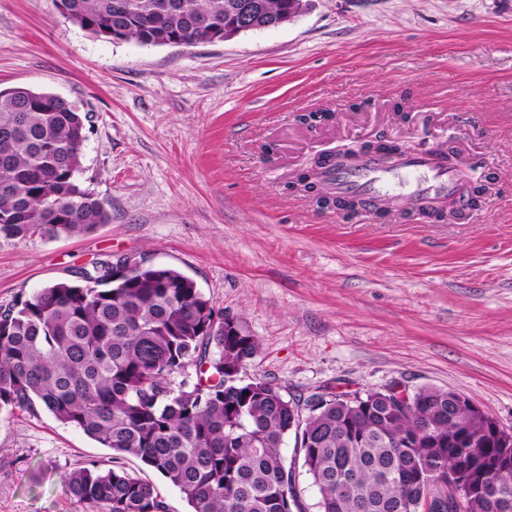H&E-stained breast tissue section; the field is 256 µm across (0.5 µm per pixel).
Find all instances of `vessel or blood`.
Listing matches in <instances>:
<instances>
[{"label": "vessel or blood", "instance_id": "1", "mask_svg": "<svg viewBox=\"0 0 512 512\" xmlns=\"http://www.w3.org/2000/svg\"><path fill=\"white\" fill-rule=\"evenodd\" d=\"M320 180L336 196L363 202L366 212H376L383 199L408 191L416 207L439 209L454 206L458 214L470 210L467 196L459 189L458 175L441 167L437 149H421L394 161L362 155L324 169Z\"/></svg>", "mask_w": 512, "mask_h": 512}]
</instances>
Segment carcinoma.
Returning <instances> with one entry per match:
<instances>
[{
    "label": "carcinoma",
    "instance_id": "obj_1",
    "mask_svg": "<svg viewBox=\"0 0 512 512\" xmlns=\"http://www.w3.org/2000/svg\"><path fill=\"white\" fill-rule=\"evenodd\" d=\"M237 2L61 0V11L94 38L192 46L214 41ZM256 2L260 30L296 5ZM85 120L57 94L0 90V237L53 239L109 223L77 178ZM259 348L241 323L224 332V316L178 269L143 258L114 272L100 261L0 308V412L39 406L118 454L107 469L93 463L65 477L67 492L97 512H169L125 469L126 454L168 479L192 512H307L298 461L319 512H423L450 482L463 490L453 512L512 501V447L493 439L488 414L434 386L403 407L367 389L309 402L301 414L280 387L241 376ZM176 374L184 379L174 388Z\"/></svg>",
    "mask_w": 512,
    "mask_h": 512
}]
</instances>
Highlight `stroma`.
<instances>
[{
    "instance_id": "obj_1",
    "label": "stroma",
    "mask_w": 512,
    "mask_h": 512,
    "mask_svg": "<svg viewBox=\"0 0 512 512\" xmlns=\"http://www.w3.org/2000/svg\"><path fill=\"white\" fill-rule=\"evenodd\" d=\"M87 113L84 187L110 223L0 238V307L108 256L192 278L261 343L285 397L452 389L512 430V0H312L193 46L90 36L56 0H0V89ZM321 110L329 121L302 122ZM453 147L488 179L466 222L323 210L285 185L325 146ZM112 451L44 409L0 413V512H94L64 478Z\"/></svg>"
}]
</instances>
